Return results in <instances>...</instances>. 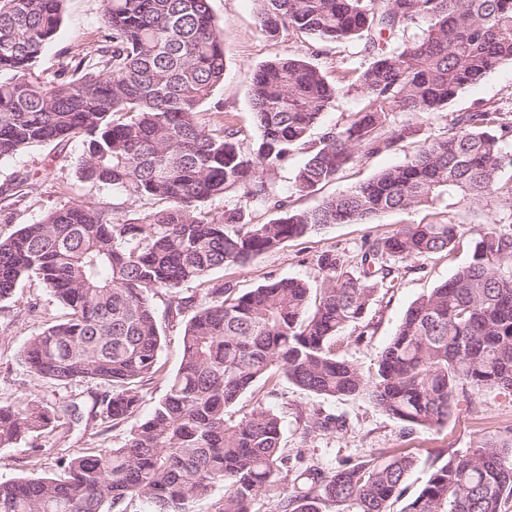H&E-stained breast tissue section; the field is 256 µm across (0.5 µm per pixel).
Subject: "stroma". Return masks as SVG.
Wrapping results in <instances>:
<instances>
[{
  "mask_svg": "<svg viewBox=\"0 0 512 512\" xmlns=\"http://www.w3.org/2000/svg\"><path fill=\"white\" fill-rule=\"evenodd\" d=\"M210 6L223 31L226 70L223 84L203 104L201 119L214 127L223 121H231L240 129L245 143H252L257 137L249 97L251 77L257 66L285 52L299 50L316 53L317 63L333 76L341 73L343 68L359 66L364 60L363 54L346 42L321 44L288 34L276 39L267 38L257 24L253 0H210ZM101 12V0H66L60 30L41 58V68L46 75H53L64 57L95 47V29ZM480 102H512L511 65L502 66L464 90L449 103L448 109L465 112ZM416 147V142L408 141L394 152L354 161L341 179L325 186L317 195L292 193L296 160L276 167L272 177L278 188L291 192L293 207L310 208L321 197L365 182L379 170L402 162ZM81 155L79 145H70L62 155L49 144L0 162V184L26 173L31 176V185L23 197L0 196V213L8 211L13 215L11 221L0 220V237L11 236L19 225L33 223L46 211L72 199L112 205L111 190L91 187L80 179ZM511 214L508 209L495 204L486 206L464 201L452 209L436 205L396 211L378 217L370 224H331L247 263L216 269L203 281L184 287L182 293L200 300L207 288L224 283L233 284L237 292L244 293L270 277H299L312 281L318 275L317 259L325 251L342 254L348 267L352 268L365 239L391 234L399 227L445 221L470 229ZM471 257L470 240L464 237L452 251L432 254L400 268L393 281L378 289L369 312L375 325L373 334L361 338L356 331L346 330L341 338L342 354L363 371H374L380 352L411 303L467 265ZM170 300V295L163 291L153 298L161 332V370L142 389L144 398L140 414L144 417L151 413L155 401L163 395L166 378L178 370L182 358L183 324L168 318ZM34 303L39 304L40 309L33 315L29 307ZM62 313L61 306L33 279L19 283L9 298L0 300V402L6 404L35 398L51 406L70 398L88 399L93 384L66 387L53 384L35 375L17 358L18 351L31 334L53 324ZM276 388L277 397L266 400L282 419L283 439L288 447L306 449L328 468L339 466L348 459L371 458L379 448L407 449L415 458V465L405 478L407 493L411 496L421 489L434 459L444 460L448 455L464 453L485 443L500 445L512 441V393L503 390H473V405L460 408L443 427L418 430L409 435L402 424L374 406L365 395L324 399L282 376L277 377ZM312 408L344 416L345 428L339 432L303 436L297 417L300 412ZM128 431V426L106 428L95 420L85 426L57 422L54 427L15 447L0 448V480L58 476L59 457L86 448L120 446ZM37 447L42 450L38 456L33 453Z\"/></svg>",
  "mask_w": 512,
  "mask_h": 512,
  "instance_id": "1",
  "label": "stroma"
}]
</instances>
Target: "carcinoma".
I'll return each instance as SVG.
<instances>
[{"mask_svg": "<svg viewBox=\"0 0 512 512\" xmlns=\"http://www.w3.org/2000/svg\"><path fill=\"white\" fill-rule=\"evenodd\" d=\"M65 0H0V160L53 143L82 147L83 182L159 210L112 221L106 206L69 201L0 239V300L37 279L64 309L19 357L60 385L93 383L90 400L50 409L0 403V447L52 423L84 418L127 424L119 447L59 459L64 478L0 481V512H192L218 486V512H387L414 465L401 450L333 469L282 445V422L259 402L227 418L242 394L282 375L325 399L365 393L409 431L441 427L471 403L469 388L512 390V221L471 232L472 261L415 300L380 352L374 373L337 351L349 327L368 335L378 285L397 264L452 250L456 224H411L361 246L358 273L330 250L320 280L271 277L238 294L207 289L185 322L183 354L165 393L137 417L143 383L158 373L160 329L151 296L176 294L226 264H244L330 224H368L382 214L445 198L512 207L503 144L512 116L498 105L451 115L445 131L410 157L312 208L291 206L266 172L304 155L293 189L313 195L357 159L396 150L460 92L512 64V0H254L261 31L321 43L357 41L368 60L349 83L330 81L302 52L253 73L257 139L246 146L229 122H201V106L224 82L223 32L210 0H102L93 51L39 61L62 24ZM363 107L343 126L311 131L344 95ZM411 119L396 121V115ZM231 197L219 213L205 210ZM271 218L258 221L256 215ZM303 434L345 427L311 409ZM512 498V445L452 454L428 473L403 512H502Z\"/></svg>", "mask_w": 512, "mask_h": 512, "instance_id": "carcinoma-1", "label": "carcinoma"}]
</instances>
